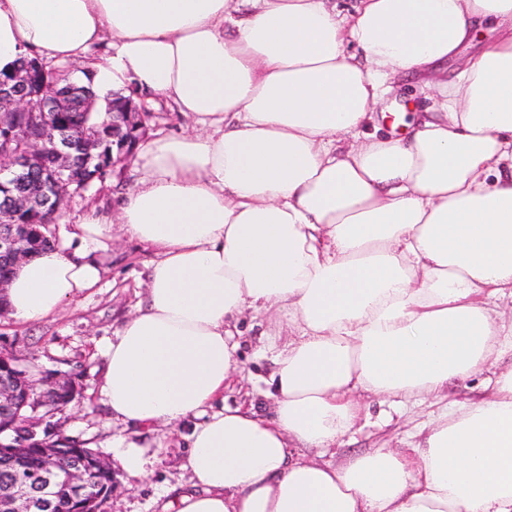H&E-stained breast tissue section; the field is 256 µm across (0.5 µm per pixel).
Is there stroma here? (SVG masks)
Returning <instances> with one entry per match:
<instances>
[{"label":"stroma","instance_id":"1","mask_svg":"<svg viewBox=\"0 0 512 512\" xmlns=\"http://www.w3.org/2000/svg\"><path fill=\"white\" fill-rule=\"evenodd\" d=\"M141 175L140 160L131 159L118 166L105 181L71 195L64 209L76 217L89 205L110 203L133 189ZM152 258L148 247L131 241L121 228H114L108 271L98 288L82 294L58 314L39 321L20 324L0 313V351L19 358L34 355L43 375L67 378L73 386L71 403L53 418L55 430L86 442L110 459L114 458L115 451L112 432L103 426L108 411L101 395L105 349L121 324L144 303ZM239 328L243 376L225 389L224 403L228 406L251 403L264 411L270 406L267 381L274 369L270 360L259 355L267 325L247 315ZM485 380V375L477 374L449 385L448 398L444 401L428 397L401 405L393 399L359 393L358 398L369 416L341 439L336 448L337 458L374 448L407 447L421 426L441 411L445 401L482 397ZM192 427V421L186 420L134 429L133 436L138 444L158 451V459L148 466L146 475L140 477L114 467L115 489L105 502L103 512H155L154 501L158 494L188 479L181 463L185 438Z\"/></svg>","mask_w":512,"mask_h":512}]
</instances>
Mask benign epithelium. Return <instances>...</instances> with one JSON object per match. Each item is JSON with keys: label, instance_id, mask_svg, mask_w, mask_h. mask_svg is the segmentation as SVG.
Wrapping results in <instances>:
<instances>
[{"label": "benign epithelium", "instance_id": "1", "mask_svg": "<svg viewBox=\"0 0 512 512\" xmlns=\"http://www.w3.org/2000/svg\"><path fill=\"white\" fill-rule=\"evenodd\" d=\"M41 70L42 65L31 62L0 78V254L14 266L29 258L34 240L46 237L43 213L60 209L67 197L79 190L76 170L102 166L106 158L112 168L124 163L139 143L146 115L133 100V91L112 105V125L106 136L96 125L59 124L52 148L38 136L27 137L16 148L12 139L21 122L38 123L56 113L96 110L95 98L74 82H38ZM24 373L18 358L0 354V421L8 422L25 409L24 427L29 437L44 432L56 445L40 449L35 466H22L14 472V478L0 490V512H50L57 464L62 458L70 462L73 512H82L88 506L87 461L69 447L71 438L57 434L40 415L52 400L72 392V386L64 378L22 384ZM26 454L27 449L15 444L7 428H1L0 459L14 462Z\"/></svg>", "mask_w": 512, "mask_h": 512}]
</instances>
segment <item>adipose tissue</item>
<instances>
[{
    "mask_svg": "<svg viewBox=\"0 0 512 512\" xmlns=\"http://www.w3.org/2000/svg\"><path fill=\"white\" fill-rule=\"evenodd\" d=\"M30 60L201 128L143 144L116 212L89 206L0 297L55 315L98 287L116 222L153 249L101 394L134 476L150 459L126 427L196 418L160 512H512V0H0V74ZM406 73L433 105L387 135ZM246 314L273 328L267 415L224 404ZM489 367L412 447L329 459L358 390L438 396Z\"/></svg>",
    "mask_w": 512,
    "mask_h": 512,
    "instance_id": "ef3b65f1",
    "label": "adipose tissue"
}]
</instances>
